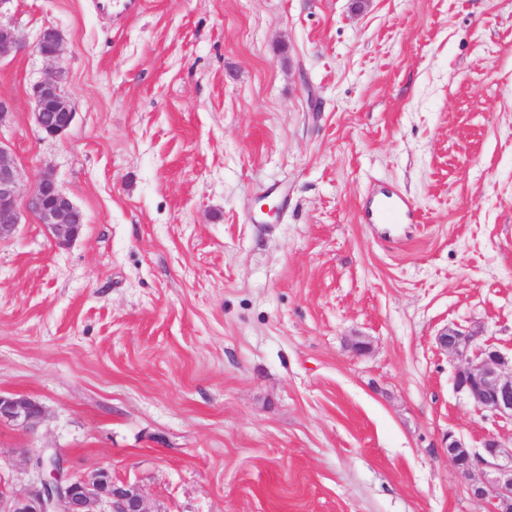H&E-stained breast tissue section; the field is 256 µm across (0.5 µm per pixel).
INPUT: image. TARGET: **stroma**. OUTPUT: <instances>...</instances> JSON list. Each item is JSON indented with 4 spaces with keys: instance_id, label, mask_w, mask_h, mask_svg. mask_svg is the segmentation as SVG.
I'll return each instance as SVG.
<instances>
[{
    "instance_id": "1",
    "label": "stroma",
    "mask_w": 512,
    "mask_h": 512,
    "mask_svg": "<svg viewBox=\"0 0 512 512\" xmlns=\"http://www.w3.org/2000/svg\"><path fill=\"white\" fill-rule=\"evenodd\" d=\"M0 122L70 245L0 240V479L44 450L149 512H487L449 438L512 441L440 330L512 355V0H5ZM64 37L75 113L30 99ZM394 190L415 224H363ZM274 203L276 213L262 210ZM368 342L355 352V341ZM62 38L53 26L41 29L34 46L38 54L56 66L54 75L44 78L32 87L31 98L34 105L35 123L46 137H62L70 128L75 113L64 97L60 78L63 67L60 65ZM26 207L51 231L60 246L69 244L81 232V211L58 190L51 177L39 179L28 193ZM42 414V407L24 395L0 394V422H12L25 429H34Z\"/></svg>"
}]
</instances>
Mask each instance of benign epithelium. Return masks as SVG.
<instances>
[{
    "instance_id": "7a95c632",
    "label": "benign epithelium",
    "mask_w": 512,
    "mask_h": 512,
    "mask_svg": "<svg viewBox=\"0 0 512 512\" xmlns=\"http://www.w3.org/2000/svg\"><path fill=\"white\" fill-rule=\"evenodd\" d=\"M62 38L53 26L41 29L35 49L56 66L54 75L32 87L35 123L47 137L59 138L70 128L75 112L64 97L60 78ZM23 48L13 25L0 19V54ZM21 173L8 151L0 146V239L10 236L20 222L18 199ZM26 207L65 246L81 232V211L45 176L27 196ZM475 337L457 326L437 334L440 348L461 359L454 385L478 408L512 421V372H505L509 358L491 346H476ZM43 414L42 407L19 394H0V422L33 429ZM448 462L468 484L470 495L488 504V512L512 510V444L489 437L481 450L464 446L453 438L448 443ZM0 512H148L141 494L117 484L105 469L77 476L66 468L63 455L45 451L32 467L31 484L14 490L0 480Z\"/></svg>"
}]
</instances>
